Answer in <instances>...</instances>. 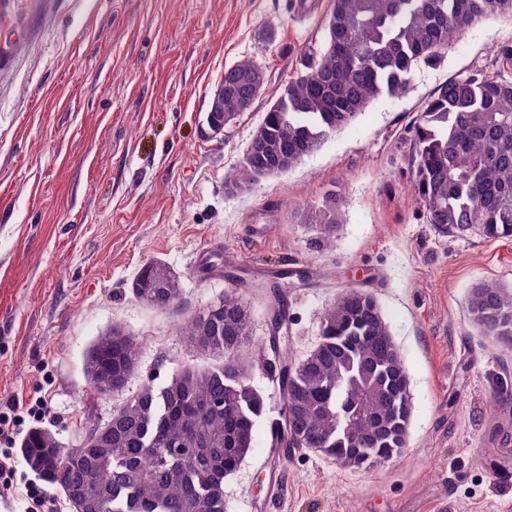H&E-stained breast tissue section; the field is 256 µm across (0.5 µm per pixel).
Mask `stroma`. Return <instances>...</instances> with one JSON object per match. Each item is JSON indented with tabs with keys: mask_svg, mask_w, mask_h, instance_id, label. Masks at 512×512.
<instances>
[{
	"mask_svg": "<svg viewBox=\"0 0 512 512\" xmlns=\"http://www.w3.org/2000/svg\"><path fill=\"white\" fill-rule=\"evenodd\" d=\"M333 0H5L0 5V405L45 397L27 420L67 446L143 385L186 364L219 363L179 327L233 297L267 337L262 283L282 280L288 357L321 340L345 289L374 297L406 367V444L387 463L347 468L311 448H275L284 406L268 364L242 349L265 401L255 447L224 480V512H512V452L493 431L512 415V346L486 335L471 288L512 289V238L445 236L427 224L415 183L414 123L448 80L500 73L512 15L464 32L405 93L383 96L287 172L243 192L225 182L288 81L321 50ZM267 70L251 110L211 136L206 116L225 68ZM344 221L332 243L304 222L328 194ZM162 263L177 304L132 295ZM119 328L139 339L127 387L94 393L89 345Z\"/></svg>",
	"mask_w": 512,
	"mask_h": 512,
	"instance_id": "1",
	"label": "stroma"
}]
</instances>
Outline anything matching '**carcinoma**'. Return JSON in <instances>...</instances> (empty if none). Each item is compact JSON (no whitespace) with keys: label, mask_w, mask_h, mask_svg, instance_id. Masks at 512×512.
Here are the masks:
<instances>
[{"label":"carcinoma","mask_w":512,"mask_h":512,"mask_svg":"<svg viewBox=\"0 0 512 512\" xmlns=\"http://www.w3.org/2000/svg\"><path fill=\"white\" fill-rule=\"evenodd\" d=\"M495 12L512 14V0H333L319 58L265 112L226 189L241 192L291 169L373 100L402 94L416 66L440 61L449 43ZM265 80L249 59L226 68L215 91L224 111L207 114L209 130L249 110ZM415 152L427 223L442 234L476 228L488 238H512V79L449 80L418 114ZM305 223L331 242L343 223L336 197ZM132 291L139 302L167 309L180 286L159 263L140 272ZM468 307L486 333L512 341L511 289L477 285ZM252 321L235 298L204 308L187 321V336L193 347L219 355V366L186 364L166 384L144 386L75 446L31 429L20 445L26 465L80 512H224V478L253 448L265 411L262 395L243 388L249 374L239 351ZM137 360L136 337L111 329L86 354L90 387L124 390ZM277 380L293 417L284 425L290 443L350 468L384 463L405 447L407 374L370 294L343 291L325 312L321 343Z\"/></svg>","instance_id":"1"}]
</instances>
